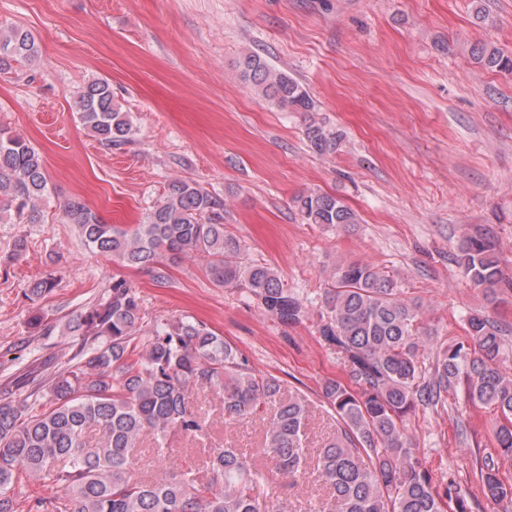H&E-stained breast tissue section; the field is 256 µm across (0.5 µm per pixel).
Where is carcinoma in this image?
<instances>
[{"label": "carcinoma", "mask_w": 512, "mask_h": 512, "mask_svg": "<svg viewBox=\"0 0 512 512\" xmlns=\"http://www.w3.org/2000/svg\"><path fill=\"white\" fill-rule=\"evenodd\" d=\"M470 56L486 69L512 72V57L476 42ZM32 35L0 27V71L10 62L32 63ZM258 95L295 112L314 111L306 87L256 53L239 61ZM82 125L108 148L134 135L130 113L104 79L76 96ZM305 137L318 154L336 151L339 136L308 117ZM48 182L42 156L22 136L0 128V212L17 224H38ZM295 206L309 224L346 228L357 214L339 198L300 194ZM85 246L125 267L141 268L155 283L185 258L205 259L220 288L245 286L280 324H301L311 309L284 288L278 271L242 261L240 241L224 229V203L199 184L175 178L144 224H107L80 201L64 206ZM461 266L485 299L497 300L502 271L491 241L472 237ZM320 339L342 353L348 379H327L322 396L336 414V432L316 451L308 448L313 417L299 394L282 398V381L255 370L248 359L201 320L156 319L143 330L138 292L112 280L99 302L76 320L80 342L69 357L50 359L17 377L0 399V512H287L288 491L301 487L314 466L328 498L312 499L309 512H473L470 491L453 479L437 486L413 447L407 419L416 408L447 402L461 383L468 401L496 412L495 440L512 460V376L499 366L501 329L487 316L466 318L467 339L440 348L424 369L418 352L420 306L401 297L393 279L364 263L340 262L330 274ZM207 391L224 394V424L260 421V447L208 443L209 428L195 408ZM201 446L202 455L170 476L173 435ZM150 450L159 473L145 480L138 462ZM498 461L481 458L477 476L484 497L512 512V486L498 478ZM47 485L51 498L27 501L22 478Z\"/></svg>", "instance_id": "cac0c4a2"}]
</instances>
